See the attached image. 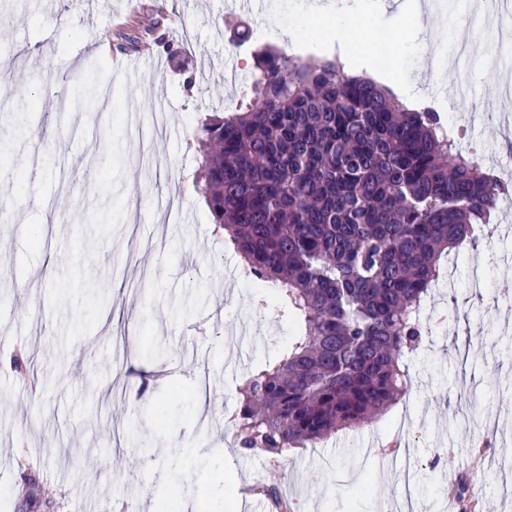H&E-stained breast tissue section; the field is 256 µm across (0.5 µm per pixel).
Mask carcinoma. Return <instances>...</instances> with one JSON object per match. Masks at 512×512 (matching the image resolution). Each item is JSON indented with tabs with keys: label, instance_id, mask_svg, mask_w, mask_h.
Returning a JSON list of instances; mask_svg holds the SVG:
<instances>
[{
	"label": "carcinoma",
	"instance_id": "obj_1",
	"mask_svg": "<svg viewBox=\"0 0 512 512\" xmlns=\"http://www.w3.org/2000/svg\"><path fill=\"white\" fill-rule=\"evenodd\" d=\"M254 68L249 100L196 137L213 223L301 321L287 351L239 386V445L277 462L412 391L406 358L441 260L487 239L512 185L457 148L441 113L408 108L338 56L310 64L268 47ZM260 493L294 512L278 485Z\"/></svg>",
	"mask_w": 512,
	"mask_h": 512
}]
</instances>
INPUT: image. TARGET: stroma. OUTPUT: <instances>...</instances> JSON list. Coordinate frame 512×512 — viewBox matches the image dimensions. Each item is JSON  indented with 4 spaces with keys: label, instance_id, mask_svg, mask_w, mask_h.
Instances as JSON below:
<instances>
[{
    "label": "stroma",
    "instance_id": "35a3bbf8",
    "mask_svg": "<svg viewBox=\"0 0 512 512\" xmlns=\"http://www.w3.org/2000/svg\"><path fill=\"white\" fill-rule=\"evenodd\" d=\"M263 2L228 16L223 0H0V160L41 174L18 191L30 210L11 203L0 216V512H156L163 495L174 512L190 500L243 512V488L263 482L304 512H384L403 484L384 464L404 446L418 512H454L445 466L470 465L489 435V467L471 481L512 512V412L488 408L512 391V196L492 239L456 253L425 299L412 392L275 463L240 449L229 420L238 384L282 355L297 325L277 304L255 307L263 291L215 229L195 139L206 116L239 108L252 52L285 45L312 63L369 56L381 84L411 85L466 126L461 150L483 145L484 164L512 171V0H492L469 56L452 60L447 83L462 74L475 89L463 100L430 84L422 58L448 44L468 0H432L405 33L397 0H355L339 44L316 12L328 0ZM244 27L249 40L232 45ZM90 86L110 92L104 111L60 117L57 100ZM29 98L38 107L21 108Z\"/></svg>",
    "mask_w": 512,
    "mask_h": 512
}]
</instances>
